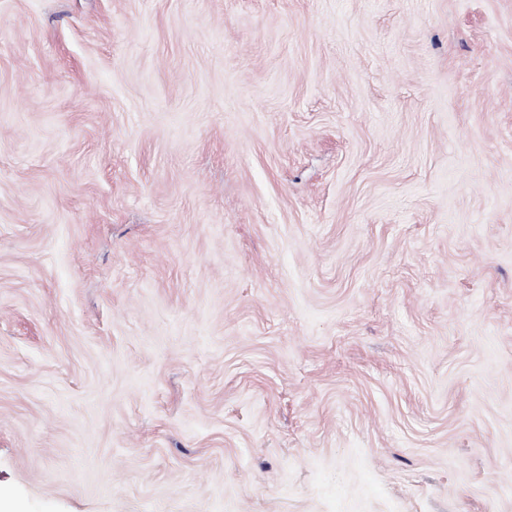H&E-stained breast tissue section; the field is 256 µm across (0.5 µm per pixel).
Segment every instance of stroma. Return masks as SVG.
Masks as SVG:
<instances>
[{"label": "stroma", "instance_id": "obj_1", "mask_svg": "<svg viewBox=\"0 0 512 512\" xmlns=\"http://www.w3.org/2000/svg\"><path fill=\"white\" fill-rule=\"evenodd\" d=\"M0 512H512V0H0Z\"/></svg>", "mask_w": 512, "mask_h": 512}]
</instances>
